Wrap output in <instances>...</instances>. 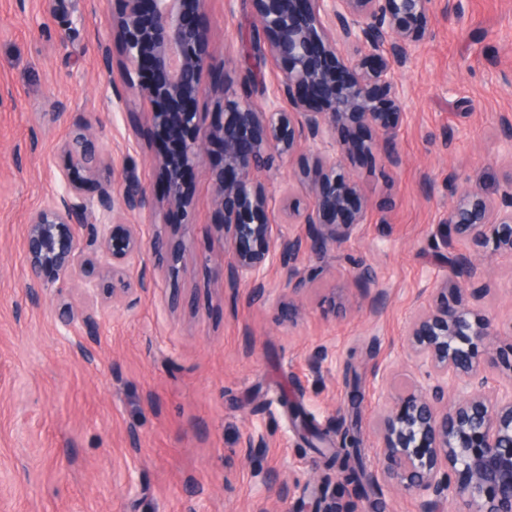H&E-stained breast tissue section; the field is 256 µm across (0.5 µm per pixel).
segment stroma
<instances>
[{
    "instance_id": "stroma-1",
    "label": "stroma",
    "mask_w": 512,
    "mask_h": 512,
    "mask_svg": "<svg viewBox=\"0 0 512 512\" xmlns=\"http://www.w3.org/2000/svg\"><path fill=\"white\" fill-rule=\"evenodd\" d=\"M63 25L46 0H0V512H313V488L336 473L306 444L295 411L337 447L339 424L359 426L366 476L376 473L377 416L389 407L383 384L403 388L416 371L402 348L420 291L451 276L433 239L455 193L494 195L512 159L498 147V117L512 113V0H436L433 34L405 68L396 163L354 167L368 202L364 224L331 257L311 288L285 289L280 268L269 297L229 288L208 260L224 250L213 205L209 142L185 180L191 205L158 217L186 250L176 269L143 267L132 305L100 321L92 355L85 333L57 320L56 300L32 302L25 235L29 213L59 188L67 130L42 122L54 101L75 122L106 109V81L91 45L111 41L116 0H69ZM213 85L232 67L256 104L284 65L251 47L253 0H208ZM130 132L117 113L99 135L103 153L142 182L163 138L146 107ZM374 282H355L358 266ZM475 287L483 306L512 321V259L487 266ZM389 368L387 380L377 372ZM266 444L246 456L247 433Z\"/></svg>"
}]
</instances>
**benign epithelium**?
I'll list each match as a JSON object with an SVG mask.
<instances>
[{"instance_id": "1", "label": "benign epithelium", "mask_w": 512, "mask_h": 512, "mask_svg": "<svg viewBox=\"0 0 512 512\" xmlns=\"http://www.w3.org/2000/svg\"><path fill=\"white\" fill-rule=\"evenodd\" d=\"M120 2L109 24L126 63L122 82L107 81L108 111H129L134 93L178 151L155 161L158 197L134 169L103 155L102 117L72 125L61 144L68 160L61 190L28 217L31 295L54 293L61 327L93 334L102 316L97 283L119 302L133 291L135 267L150 260L162 267L181 256V245L166 240L154 217L161 202L189 206L184 174L209 141L221 144L224 160L211 174L224 238L223 254L212 259L216 277L263 298L278 264L287 270L286 286L305 290L314 277L298 259L322 264L364 221L366 201L348 164L381 150L394 161L400 74L431 36L434 0H254V49L286 64L263 107L237 93L229 71L204 84L212 65L206 0ZM209 93L225 112L211 129L192 106ZM498 126L512 155V115H500ZM351 128L367 136L341 135ZM293 157L301 159L293 178L269 194L260 177L271 175L275 160ZM80 171L99 183L97 199L84 195L74 178ZM275 209L306 232L285 238L270 219ZM121 216L146 217L152 234L131 224L113 235L109 226ZM443 223V247L455 250L454 276L429 287L406 330L403 347L425 372L376 420V468L385 483L429 506L452 500L458 512H512V322L499 323L471 287L477 250L492 248L490 260L512 258V168L496 198L466 189ZM74 287L83 290L80 307L68 300Z\"/></svg>"}]
</instances>
